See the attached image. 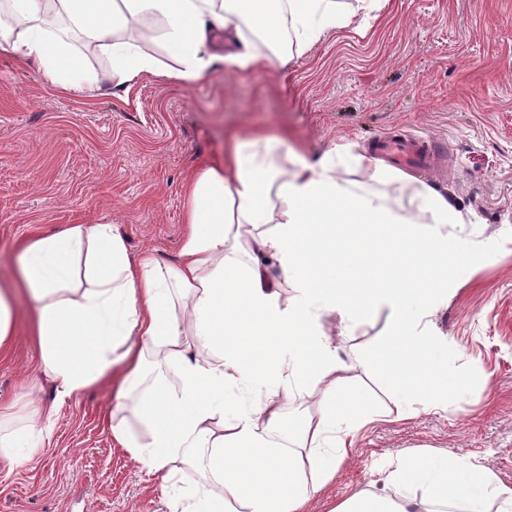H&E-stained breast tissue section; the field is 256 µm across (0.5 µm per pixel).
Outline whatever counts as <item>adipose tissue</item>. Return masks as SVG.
<instances>
[{
	"label": "adipose tissue",
	"mask_w": 512,
	"mask_h": 512,
	"mask_svg": "<svg viewBox=\"0 0 512 512\" xmlns=\"http://www.w3.org/2000/svg\"><path fill=\"white\" fill-rule=\"evenodd\" d=\"M381 0H5L0 50L39 67L66 92L109 95L142 79L187 87L224 64L301 54L328 34L369 19ZM157 24L154 41L136 25ZM112 61V83L87 73L75 43ZM164 46L175 66L158 63ZM270 137L233 138L223 165L191 181L177 263L128 256L114 224H67L30 239L18 255V285L34 304L43 372L56 401L111 381L141 390L136 436L112 432L148 472L161 475L175 512H303L354 450L371 416L348 386L354 358H342L323 319L350 327L387 310L375 359L397 398L393 420L412 418L413 400L439 405L463 393L433 352V309L474 258L473 242L449 240L456 218L445 196L412 185L408 201L336 171L342 150L285 171ZM277 267L281 285L268 278ZM209 348L210 356L199 353ZM175 369L179 388L164 380ZM319 397L296 433L282 425L295 394ZM48 425L0 430V463L39 454ZM204 477L186 483L187 471ZM385 483L423 486V500L366 490L334 512H512V486L466 459L419 455L385 472Z\"/></svg>",
	"instance_id": "1"
}]
</instances>
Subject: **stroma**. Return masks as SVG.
<instances>
[{"instance_id":"1","label":"stroma","mask_w":512,"mask_h":512,"mask_svg":"<svg viewBox=\"0 0 512 512\" xmlns=\"http://www.w3.org/2000/svg\"><path fill=\"white\" fill-rule=\"evenodd\" d=\"M282 142L280 164L316 162L343 147L349 181L387 165L373 150L385 136L422 135L448 144L445 174L404 171L448 198L475 259L429 318L447 340L441 364L466 377L465 393L414 418L387 419L395 398L372 363L351 372L378 417L305 512H333L355 491L394 496L389 463L420 454L467 458L512 485V0H384L363 30L330 34L302 55L252 71L220 68L193 86L142 80L129 94L76 96L33 66L0 52V281L20 245L66 224H116L130 258L178 259L184 186L223 164L236 133ZM16 331L0 355V404L14 420L47 410L55 385L40 370L31 305L15 298ZM386 312L344 331L324 329L342 351H378ZM136 392L104 384L64 404L44 452L0 465V512H173L161 476L114 439L106 414L134 422Z\"/></svg>"}]
</instances>
